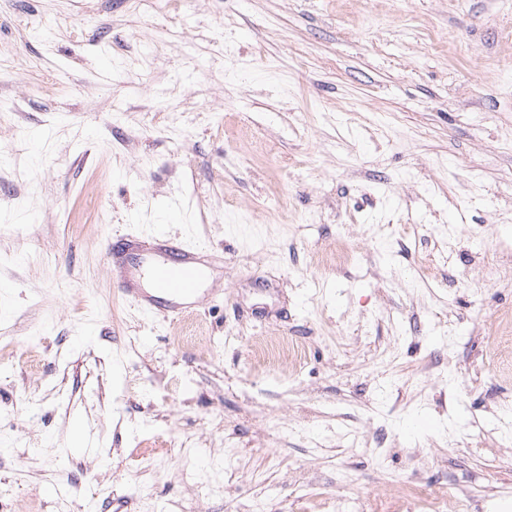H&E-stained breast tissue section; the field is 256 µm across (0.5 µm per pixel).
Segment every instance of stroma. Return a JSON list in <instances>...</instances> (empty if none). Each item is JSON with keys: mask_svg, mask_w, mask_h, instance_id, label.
<instances>
[{"mask_svg": "<svg viewBox=\"0 0 512 512\" xmlns=\"http://www.w3.org/2000/svg\"><path fill=\"white\" fill-rule=\"evenodd\" d=\"M134 4L0 0V512H512V0ZM104 252L114 284L147 315L182 319L205 299L211 265L202 248L123 233L108 236ZM254 355L274 363L285 355L298 357L299 350L286 342L271 339L259 344L254 349Z\"/></svg>", "mask_w": 512, "mask_h": 512, "instance_id": "obj_1", "label": "stroma"}]
</instances>
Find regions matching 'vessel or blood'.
<instances>
[{
    "label": "vessel or blood",
    "instance_id": "b4317fda",
    "mask_svg": "<svg viewBox=\"0 0 512 512\" xmlns=\"http://www.w3.org/2000/svg\"><path fill=\"white\" fill-rule=\"evenodd\" d=\"M104 252L112 280L143 313L181 319L205 299L211 265L199 247L157 236H108Z\"/></svg>",
    "mask_w": 512,
    "mask_h": 512
}]
</instances>
